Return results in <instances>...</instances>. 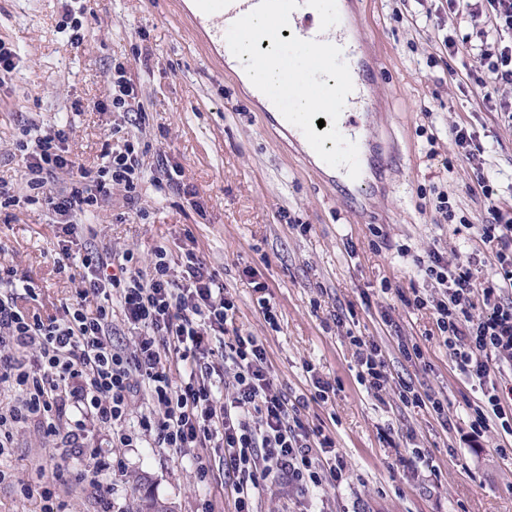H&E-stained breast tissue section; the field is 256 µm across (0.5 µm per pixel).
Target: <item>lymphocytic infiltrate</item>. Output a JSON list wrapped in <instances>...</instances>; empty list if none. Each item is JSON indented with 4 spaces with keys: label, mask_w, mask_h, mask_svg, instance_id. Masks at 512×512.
I'll list each match as a JSON object with an SVG mask.
<instances>
[{
    "label": "lymphocytic infiltrate",
    "mask_w": 512,
    "mask_h": 512,
    "mask_svg": "<svg viewBox=\"0 0 512 512\" xmlns=\"http://www.w3.org/2000/svg\"><path fill=\"white\" fill-rule=\"evenodd\" d=\"M461 5L471 18L487 20L467 38L479 72L475 82L484 100L512 122V100L499 95L512 88V0H448L449 9ZM69 134L57 123L33 122L16 144L27 201L44 207L62 236L85 253L75 300L47 317L19 307L17 273L0 268V385L17 393L15 404L0 413V454L29 423L57 434V420L72 410L90 425L117 429L119 447L130 446L131 436L119 427L139 396L147 400L140 433L190 458L198 484L208 485L210 452L221 449L235 512H253L255 490L273 481H288L306 494L346 480L334 436L310 426L304 403L290 402L274 387L263 342L229 333L237 306L202 257L187 252L176 276L164 248L139 267L133 254L95 246L98 233L83 216L97 211L116 187L135 204L145 173L133 140L106 147L102 163L91 170L70 153ZM64 171L67 184L55 189L53 180ZM476 184L489 201L477 227L489 258L476 250L452 261L435 249L416 256L425 285L404 303L430 312L457 370L481 391L468 406V439L497 435V451L506 457L512 455V210L493 202L484 173H477ZM485 262L490 274L476 278V267ZM116 317L135 333L130 346L113 340ZM216 336L222 342L215 348ZM347 339L357 381L368 394L379 399L396 389L403 405L452 427L447 401L408 382L392 384L382 348L362 335ZM226 379L231 391L219 394L217 385Z\"/></svg>",
    "instance_id": "lymphocytic-infiltrate-1"
}]
</instances>
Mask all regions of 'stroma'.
<instances>
[{"instance_id":"1","label":"stroma","mask_w":512,"mask_h":512,"mask_svg":"<svg viewBox=\"0 0 512 512\" xmlns=\"http://www.w3.org/2000/svg\"><path fill=\"white\" fill-rule=\"evenodd\" d=\"M62 6V0H0V39L18 63L0 77V181L23 193L14 153L34 120L68 126L70 152L91 168L105 143L126 135L137 139L144 169L154 168L161 153L183 167L194 194L147 180L137 213L116 188L85 221L112 251H132L141 266L159 246L176 274L187 250L203 256L238 307L237 328L264 343L275 388L288 399L308 400L310 424L333 433L347 480L308 501L287 484H270L255 494V512H303L308 505L314 512H512V459L496 454V438L474 447L459 433L476 386L433 337L430 313L408 309L396 294L423 285L414 256L433 247L463 255L476 244L469 233L455 234L454 222H440L435 210L442 190L457 220L478 224L486 214L484 197L466 192L475 173L458 161L452 127L467 126L480 138L494 199L512 209V125L483 101L475 83L457 81L471 63L468 51L452 55L444 47L445 39L471 32L467 11H449L446 0H358L353 18L363 47L382 60L367 133L391 159L374 193L354 210L342 185L323 180L238 77L207 57L179 0H94L80 17L79 46L58 27ZM119 63L145 112L137 128L125 112L74 109L106 100ZM374 224L383 237L372 235ZM403 247L408 255H400ZM0 266L27 278L35 293L19 302L40 315L58 314L76 296V267L42 208H0ZM258 282L265 291L255 290ZM263 298L276 311L275 323L264 318ZM386 313L398 332L384 326ZM350 330L377 341L392 378L447 399L454 430L404 407L395 394L368 395L356 379ZM401 335L424 342V360L402 356ZM309 364L338 383L327 402L311 400ZM85 435L87 447L112 455L111 470L100 477L111 489L112 512H125L136 497L138 474L176 512H196L205 496L215 512H233L221 468L204 490L189 459L153 438L115 449L106 430L89 428ZM414 448L428 450L429 466L412 469ZM64 453L60 438L46 436L39 423L19 430L0 457V512H40L43 475ZM53 490L62 512L100 510L88 484L67 476Z\"/></svg>"}]
</instances>
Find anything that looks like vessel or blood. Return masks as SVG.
<instances>
[{"label": "vessel or blood", "mask_w": 512, "mask_h": 512, "mask_svg": "<svg viewBox=\"0 0 512 512\" xmlns=\"http://www.w3.org/2000/svg\"><path fill=\"white\" fill-rule=\"evenodd\" d=\"M260 0H195L186 20L192 32L201 35L208 50L214 51L221 69L235 71L238 59L231 52L226 34L231 24L254 10ZM288 34L303 40H318L341 48L342 59L351 75L353 90L346 99L338 119L340 133L358 146L360 162H367L371 142L364 128L369 112L375 106L374 85L380 72V61L367 57L346 0H298L290 15Z\"/></svg>", "instance_id": "b4317fda"}]
</instances>
